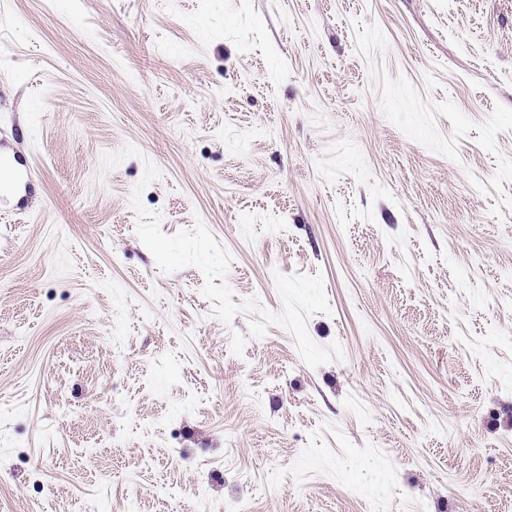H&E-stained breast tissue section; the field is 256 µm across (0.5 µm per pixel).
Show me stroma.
Here are the masks:
<instances>
[{"instance_id":"1","label":"stroma","mask_w":512,"mask_h":512,"mask_svg":"<svg viewBox=\"0 0 512 512\" xmlns=\"http://www.w3.org/2000/svg\"><path fill=\"white\" fill-rule=\"evenodd\" d=\"M0 151V512H512V0H0Z\"/></svg>"}]
</instances>
